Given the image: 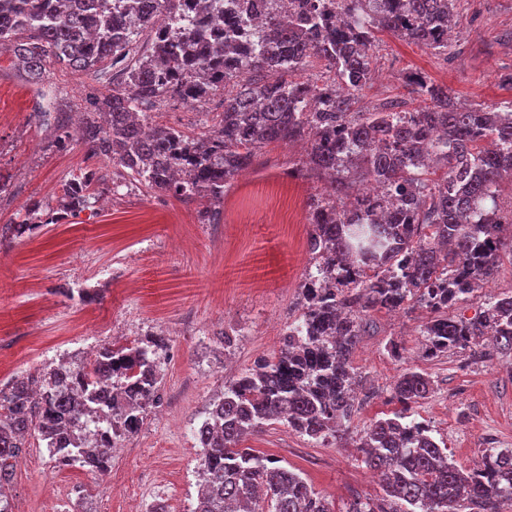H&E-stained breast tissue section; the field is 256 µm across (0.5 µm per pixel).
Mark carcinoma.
Wrapping results in <instances>:
<instances>
[{
    "label": "carcinoma",
    "mask_w": 512,
    "mask_h": 512,
    "mask_svg": "<svg viewBox=\"0 0 512 512\" xmlns=\"http://www.w3.org/2000/svg\"><path fill=\"white\" fill-rule=\"evenodd\" d=\"M0 0V50L29 80L46 66L105 80L106 94L84 103L80 142L91 159H108L115 175L153 193L224 201V187L252 163L258 148L304 141L300 178L324 179L310 198L308 250L319 275L302 289L303 304L288 324L278 354L224 386L193 430L202 490L191 512H504L512 505V448H487L480 465L462 471L431 430L411 419L412 405L433 390L427 374L408 370L395 382L392 416L366 427L356 447L379 473L381 495H355L335 510L280 460L240 447L272 420L311 440L339 433L353 413V355L371 311L422 306L426 354L480 342L512 354V293L484 298L471 318L448 308L472 300L504 260L512 263V210L498 202V183L512 177V101L496 109L458 107L448 89L420 72L404 78L423 106L391 101L355 110L373 76L380 33L446 54L457 0H338L336 14L311 0L290 13L277 0H207L208 16L182 20L188 0ZM250 52L236 46L247 29ZM332 76L321 84L294 75L311 60ZM224 92V112L191 137L173 127L144 131L147 109L170 97L193 105ZM54 116L53 146L71 144L68 116L51 99L37 117ZM373 181L368 197L357 184ZM92 168L63 185L75 215L99 193ZM48 223L47 205L30 201L22 219L0 225L13 242ZM148 336L101 346L69 372L49 362L34 374L0 384V512H8L16 458L31 441L58 467L105 471L108 449L136 434L158 403L163 375ZM116 372L130 383L110 392ZM109 408L123 433L111 440L81 422L87 406Z\"/></svg>",
    "instance_id": "1"
}]
</instances>
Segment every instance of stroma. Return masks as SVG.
I'll return each instance as SVG.
<instances>
[{
  "mask_svg": "<svg viewBox=\"0 0 512 512\" xmlns=\"http://www.w3.org/2000/svg\"><path fill=\"white\" fill-rule=\"evenodd\" d=\"M454 59L389 33L374 47L375 77L362 91L358 110L405 99L403 77L421 72L445 86L458 105L494 106L512 98L501 86L512 71V0H458ZM93 80L84 73L49 67L42 86L25 82L10 54L0 53V175L12 181L0 198V224L20 220L29 200L56 205L62 185L87 167L82 148H49L51 133L30 117L46 89L75 113ZM220 97L200 109L176 99L151 110L157 126L188 135L205 132L207 113L221 111ZM299 161L294 146L275 143L257 151L252 164L224 190V218L203 224L204 202L187 203L113 179L111 162L96 166L106 181L93 208L64 216L35 235L0 245V383L32 372L83 348L125 343L168 327L161 404L149 409L141 430L121 441L105 475L80 467H55L46 449H26L28 463L13 472L12 498L24 512H130L113 485L153 501L147 479L163 481L168 512H190L198 490L192 430L209 401L227 382L271 356L289 322L300 312L301 284L311 255L307 202L317 182L289 177ZM111 281L98 298H68V288ZM99 286V285H98ZM371 331L354 354L359 386L356 411L345 438L312 441L280 421L246 436L247 448L299 471L312 487L342 506L350 496L379 494L378 482L355 448L370 421L397 408L391 388L408 368L428 373L431 395L414 405L417 421L445 443L449 457L467 469L484 449L512 448V357L467 350L426 356L420 334L427 314L415 310L369 314ZM241 328L230 346L217 333ZM398 342L402 358L387 346Z\"/></svg>",
  "mask_w": 512,
  "mask_h": 512,
  "instance_id": "stroma-1",
  "label": "stroma"
}]
</instances>
